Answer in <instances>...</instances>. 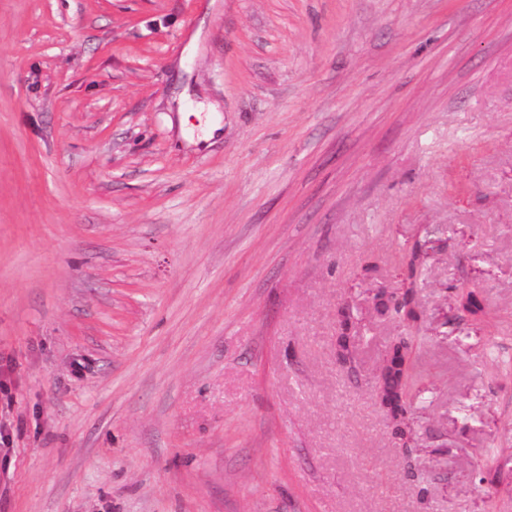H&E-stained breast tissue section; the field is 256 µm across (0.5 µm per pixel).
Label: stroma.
Segmentation results:
<instances>
[{
	"instance_id": "obj_1",
	"label": "stroma",
	"mask_w": 512,
	"mask_h": 512,
	"mask_svg": "<svg viewBox=\"0 0 512 512\" xmlns=\"http://www.w3.org/2000/svg\"><path fill=\"white\" fill-rule=\"evenodd\" d=\"M0 512H512V0H0ZM426 259L427 252L422 245L413 244L403 255L398 291L392 294L381 291L375 296L382 313L394 316L407 327L413 326L421 317L416 292L417 275ZM350 328L351 318L346 314L340 322L336 336V359L342 363L349 361L354 352V336H349ZM410 337L393 336L385 348L372 385V398L393 424L400 448L405 449L413 448L415 444L408 411Z\"/></svg>"
}]
</instances>
